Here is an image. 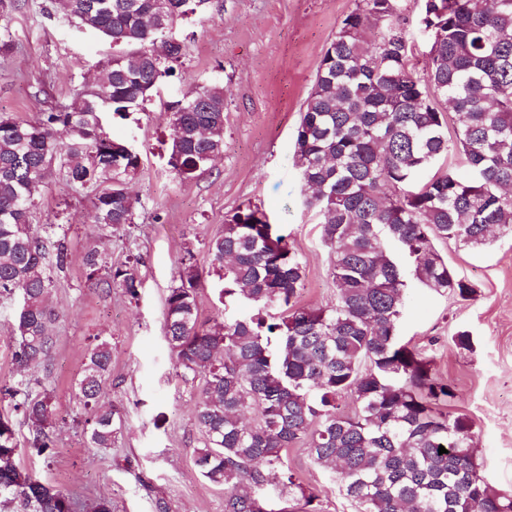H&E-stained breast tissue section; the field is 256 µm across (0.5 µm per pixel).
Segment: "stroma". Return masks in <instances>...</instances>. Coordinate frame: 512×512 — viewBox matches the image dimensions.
I'll return each instance as SVG.
<instances>
[{"mask_svg": "<svg viewBox=\"0 0 512 512\" xmlns=\"http://www.w3.org/2000/svg\"><path fill=\"white\" fill-rule=\"evenodd\" d=\"M49 0H19L7 20L14 51L0 57V113L30 120L52 103H70L112 54L111 45L45 12ZM357 0H208L177 24L188 45L177 67L141 118L110 121L141 154L129 185L138 200L133 225L101 237L92 222L89 192L57 179L36 200V224H60L71 263L54 275L49 303L57 318L47 365L33 374L54 392V445L45 455L28 450L18 464L42 482L76 497V512H94L109 499L112 512H224V490L206 481L193 463L203 436L194 421L199 382L184 381L164 336L165 300L186 252L208 268L207 244L224 217L244 203L260 206L300 255L305 286L299 303L336 301L331 257L319 219L304 204L294 163L295 128L316 69ZM423 0H399L408 19L411 63L428 67L426 34L417 24ZM218 81L227 90L224 153L202 174L180 180L168 164L169 106L199 85ZM140 257L137 298L118 288L85 285L80 256L103 247L113 264L126 257V241ZM439 251L476 295L461 300L409 282L397 331L402 342L430 359L435 375L456 397L448 409L473 423L476 455L488 482L512 490V234L491 232L480 247L455 242ZM469 331L472 350L452 341ZM112 344V370L102 402L120 416L111 447L93 448L82 431L83 411L72 399L86 350L94 338ZM289 469L316 496L318 512H353L337 484L315 465L305 446L287 452Z\"/></svg>", "mask_w": 512, "mask_h": 512, "instance_id": "obj_1", "label": "stroma"}]
</instances>
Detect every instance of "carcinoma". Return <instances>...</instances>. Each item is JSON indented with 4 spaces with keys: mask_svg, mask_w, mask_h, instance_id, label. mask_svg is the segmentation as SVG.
Instances as JSON below:
<instances>
[{
    "mask_svg": "<svg viewBox=\"0 0 512 512\" xmlns=\"http://www.w3.org/2000/svg\"><path fill=\"white\" fill-rule=\"evenodd\" d=\"M208 2L52 0L53 11L115 53L71 104L33 120L0 114V298L21 301L13 310L19 367L49 360L52 271L71 259L62 225L34 230L36 193L59 176L93 192L100 229L135 222L128 185L141 155L101 114L145 111L188 55L175 24ZM419 24L430 43L423 79L411 68L397 0H358L300 113L294 161L331 252L336 303L299 304L302 261L251 204L209 241L208 270L188 259L169 289L164 332L180 376L203 377L195 423L205 443L195 464L224 487V512H265L263 490L273 484L287 502L280 512H316V495L285 462L297 443L336 475L356 512H512V493L493 488L477 462L472 422L448 411L453 387L397 334L408 279L462 300L475 294L435 241L477 247L494 227L512 231V0H424ZM370 29L381 34L370 40ZM429 86L453 106L452 139ZM226 97L213 81L171 105L169 165L179 178L224 153ZM450 153L467 174L437 173L406 189ZM81 261L89 286L138 296V261L115 266L96 245ZM211 274L224 281V306L244 313L199 321L197 291ZM111 368V343L95 340L75 383L93 448L112 447L116 433L115 412L99 405ZM38 384L20 378L0 391L27 425L26 445L43 455L53 445L54 403L51 390L33 391ZM347 396L358 404L352 416L342 409ZM20 452L15 424L0 417V496L20 499L26 512H74L69 494L17 466Z\"/></svg>",
    "mask_w": 512,
    "mask_h": 512,
    "instance_id": "1",
    "label": "carcinoma"
}]
</instances>
